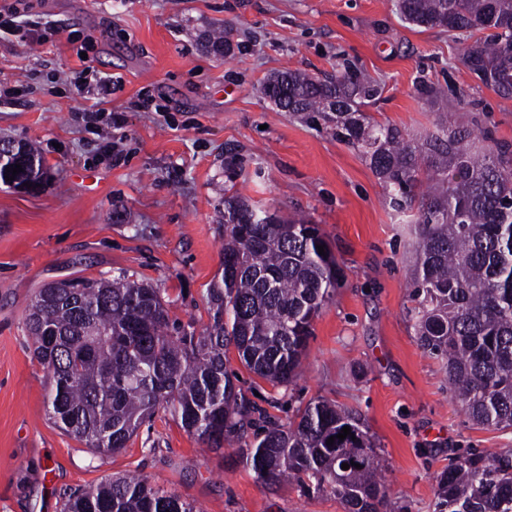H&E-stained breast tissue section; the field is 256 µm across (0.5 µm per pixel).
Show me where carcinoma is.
<instances>
[{
    "label": "carcinoma",
    "mask_w": 512,
    "mask_h": 512,
    "mask_svg": "<svg viewBox=\"0 0 512 512\" xmlns=\"http://www.w3.org/2000/svg\"><path fill=\"white\" fill-rule=\"evenodd\" d=\"M398 6L419 27L468 38L487 32L462 49L460 62L500 98L512 99V0H398ZM202 47L226 56L233 51L220 33ZM261 92L360 150L394 209L416 210L409 287L418 341L444 361L472 421L511 429L512 149L488 132L475 134L463 107L418 140L376 120L364 108L380 88L354 64L324 80L285 71L267 79ZM17 164L22 172L11 184L40 183L34 146L17 145L0 159L1 182ZM337 284L336 258L318 225L269 216L226 196L224 264L208 292L212 323L200 334L171 320L161 289L123 271L37 289L26 327L47 372L51 418L86 447L115 452L161 408L215 450L238 444L265 482L293 479L336 498L346 512H378L380 457L346 410L318 399L248 441L247 429L263 411L224 366V348L232 345L259 377L290 383L312 322ZM345 426L351 435L335 438ZM436 498L437 512H512V448L451 459ZM62 512L196 509L131 476L71 492Z\"/></svg>",
    "instance_id": "1"
}]
</instances>
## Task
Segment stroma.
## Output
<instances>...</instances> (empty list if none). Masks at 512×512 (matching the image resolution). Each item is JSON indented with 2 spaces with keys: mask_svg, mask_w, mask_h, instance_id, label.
<instances>
[{
  "mask_svg": "<svg viewBox=\"0 0 512 512\" xmlns=\"http://www.w3.org/2000/svg\"><path fill=\"white\" fill-rule=\"evenodd\" d=\"M45 39L0 33V137L38 148L41 187L0 183V512H60L70 490L131 475L199 512H344L325 494L257 478L237 449L212 451L157 413L117 452L57 428L25 327L37 288L127 272L161 288L171 317L203 331L224 261V192L319 225L341 269L315 317L301 371L274 385L235 347L224 362L246 396L284 423L316 399L352 411L384 472L382 512H435L451 458L512 448V429L469 419L410 319L414 226L368 161L261 93L275 73L331 76L352 61L381 87L368 108L413 136L475 106L512 145V100L459 61L446 31L405 21L397 0H30ZM222 27V57L200 44ZM87 53L122 78L85 125L71 84ZM440 87L434 100L424 86ZM122 161L113 164V150Z\"/></svg>",
  "mask_w": 512,
  "mask_h": 512,
  "instance_id": "1",
  "label": "stroma"
}]
</instances>
